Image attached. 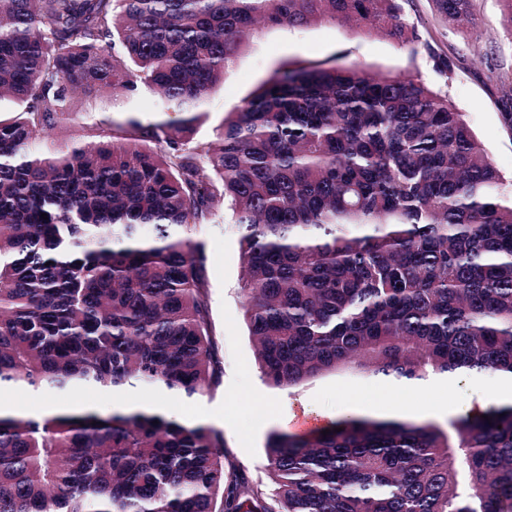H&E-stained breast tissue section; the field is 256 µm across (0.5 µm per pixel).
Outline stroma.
I'll return each mask as SVG.
<instances>
[{
	"label": "stroma",
	"mask_w": 512,
	"mask_h": 512,
	"mask_svg": "<svg viewBox=\"0 0 512 512\" xmlns=\"http://www.w3.org/2000/svg\"><path fill=\"white\" fill-rule=\"evenodd\" d=\"M404 15L415 26L419 40L409 47L375 33L324 23L294 28H264L242 46L235 65L200 108L195 138L215 139L228 113L251 96L275 70L337 60L357 62L382 74L411 73L433 89H447L489 158L512 191V124L504 117L507 95H512V15L503 0H473L475 23L467 35L451 31L437 17L433 0H403ZM447 58L452 73L436 68L437 58ZM158 97L142 89L115 97L104 93L98 100L76 98L69 120L44 132L43 150L52 151L73 142L117 144L138 136L133 121L148 124L167 120ZM195 238L205 245L206 288L213 332L224 362L223 383L211 395L185 402L170 397L167 416L184 421L216 423L223 429L233 461L252 483L269 486L266 442L272 431L294 432V421L304 415L327 426L351 417L365 416L376 402L410 408V420L431 419L438 424L462 417L474 394L475 376L459 378L436 393L390 384L345 370L326 373L291 389L267 386L249 335L238 233L231 214L198 226Z\"/></svg>",
	"instance_id": "35a3bbf8"
}]
</instances>
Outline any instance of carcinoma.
<instances>
[{"instance_id": "obj_1", "label": "carcinoma", "mask_w": 512, "mask_h": 512, "mask_svg": "<svg viewBox=\"0 0 512 512\" xmlns=\"http://www.w3.org/2000/svg\"><path fill=\"white\" fill-rule=\"evenodd\" d=\"M433 2L473 25L472 0ZM313 22L418 39L402 0H0V102L18 106L0 118V391H214L193 234L226 208L270 387L512 374V202L448 93L355 64L278 69L194 138L247 38ZM142 87L182 117L130 121L134 143L35 147L75 96ZM266 470L251 485L212 426L0 409V512H512V405L447 428L273 431Z\"/></svg>"}]
</instances>
